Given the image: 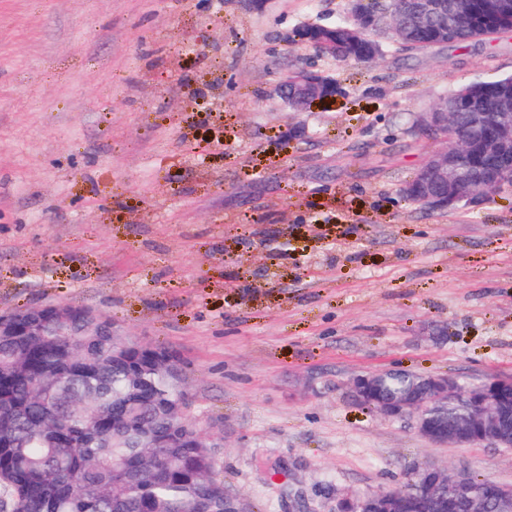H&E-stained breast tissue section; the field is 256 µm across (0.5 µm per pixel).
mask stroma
I'll return each mask as SVG.
<instances>
[{"label": "stroma", "instance_id": "obj_1", "mask_svg": "<svg viewBox=\"0 0 512 512\" xmlns=\"http://www.w3.org/2000/svg\"><path fill=\"white\" fill-rule=\"evenodd\" d=\"M347 0H0V314L79 305L176 352L250 512H330L433 465L512 484V448L439 447L352 397L389 368L512 375V192L402 194L416 113L512 76V33L342 62L292 40ZM343 93L294 111L283 77Z\"/></svg>", "mask_w": 512, "mask_h": 512}]
</instances>
